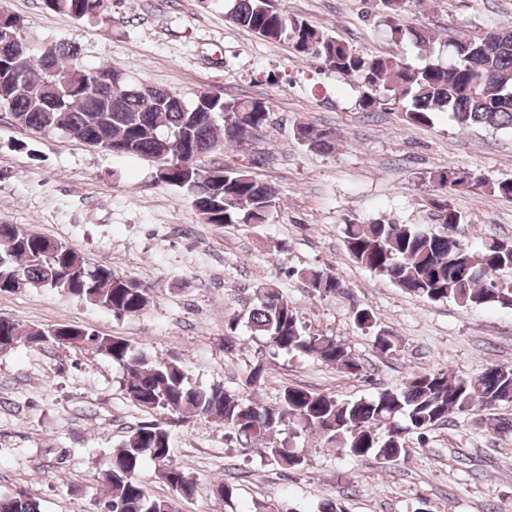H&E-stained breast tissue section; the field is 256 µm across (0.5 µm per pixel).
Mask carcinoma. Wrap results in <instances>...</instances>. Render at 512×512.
Instances as JSON below:
<instances>
[{
    "mask_svg": "<svg viewBox=\"0 0 512 512\" xmlns=\"http://www.w3.org/2000/svg\"><path fill=\"white\" fill-rule=\"evenodd\" d=\"M407 0H375L376 17L397 43L412 41L421 50L438 35L427 28L398 23ZM50 12L78 21L107 16L110 0H42ZM8 15L24 48L25 62L13 72V61L0 48V111L20 125L42 133L61 131L96 149L135 156L170 172L158 181L183 188L192 207L207 224L226 227L265 224L276 211L275 193L247 166H209L203 159L254 142L262 136L271 114L256 99L221 97L208 112H197L175 91L156 87L160 105L151 106L144 88L130 87L122 73L110 67L112 83L97 95L81 86L64 91V74L82 69L76 43H35L24 20ZM229 19L257 37L286 42L302 57L315 58L329 70L353 80L365 112H398L404 124L430 127L436 114L446 112L461 128L483 127L512 131V23L448 41V62L417 66L406 59L379 55L338 39L305 19L274 9L270 0H235ZM294 140L312 151L329 152L336 132L306 122L292 129ZM423 179L437 187L430 204L440 221L437 229L382 220L350 222L343 243L353 262L389 279L403 292L429 301L451 300L467 307L496 306L512 310V281L500 277L512 271V241L495 237L478 248L453 231L462 223L451 196L478 186L512 199V180L490 181L482 175L451 167H436ZM311 292L322 298L346 294L344 281L323 268L299 271ZM49 288L121 316H138L151 303L150 288L118 276L103 264L87 262L77 248L48 236L0 224V291ZM257 303L225 324L233 334L245 324L251 335L269 348L311 359L353 377L365 375L359 358L333 336L314 333L301 321L283 289L267 284ZM355 325L372 338L380 357L402 351L398 337L382 329L376 316L353 307ZM25 341L30 346L57 345L94 351L124 370L126 398L144 412L167 411L196 417L224 429L227 440L246 439L261 447L267 464L282 471L307 466L305 451L273 440L288 425L295 436L320 435L355 459L398 461L409 453V435H423L454 414L492 411L512 403V367L487 365L465 378L453 379L444 369H420L407 374L398 387L371 397L344 399L301 387L283 389L278 402L265 404L247 395L267 377L264 364L245 371L243 389L235 394L218 384L201 389L189 382L177 358L157 360L119 336H104L87 328L57 324L48 328L0 320V350ZM172 435L158 421L128 430L101 468L104 478L100 507L112 512H180L178 500L196 494L192 474L171 459ZM156 465L157 478L176 497L147 493L139 471L145 459ZM0 512H41L26 492L0 494Z\"/></svg>",
    "mask_w": 512,
    "mask_h": 512,
    "instance_id": "obj_1",
    "label": "carcinoma"
}]
</instances>
